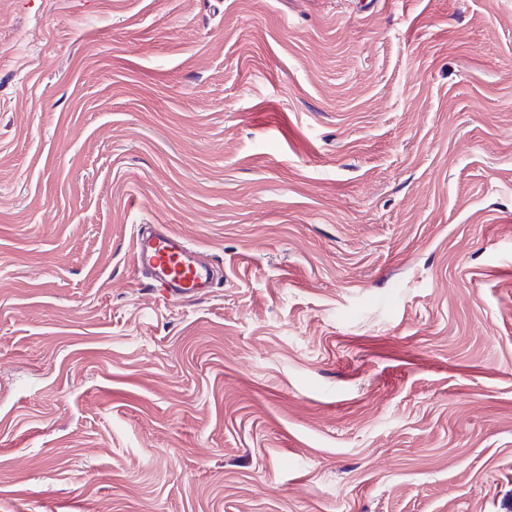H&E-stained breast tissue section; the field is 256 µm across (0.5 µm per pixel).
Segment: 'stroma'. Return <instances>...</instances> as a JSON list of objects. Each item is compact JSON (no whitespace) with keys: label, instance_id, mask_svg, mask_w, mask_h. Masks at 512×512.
<instances>
[{"label":"stroma","instance_id":"1","mask_svg":"<svg viewBox=\"0 0 512 512\" xmlns=\"http://www.w3.org/2000/svg\"><path fill=\"white\" fill-rule=\"evenodd\" d=\"M0 512H512V0H0ZM134 270L170 297L205 295L212 259L173 231L139 225L131 235Z\"/></svg>","mask_w":512,"mask_h":512}]
</instances>
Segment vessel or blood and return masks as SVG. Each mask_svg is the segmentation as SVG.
<instances>
[{
    "label": "vessel or blood",
    "instance_id": "1",
    "mask_svg": "<svg viewBox=\"0 0 512 512\" xmlns=\"http://www.w3.org/2000/svg\"><path fill=\"white\" fill-rule=\"evenodd\" d=\"M134 269L168 296L204 295L209 286L211 258L172 231L138 226L131 236Z\"/></svg>",
    "mask_w": 512,
    "mask_h": 512
}]
</instances>
